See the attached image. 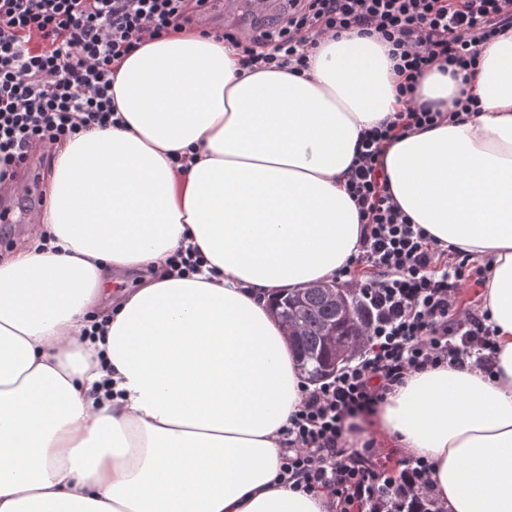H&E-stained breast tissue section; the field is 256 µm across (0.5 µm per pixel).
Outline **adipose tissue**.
I'll list each match as a JSON object with an SVG mask.
<instances>
[{
	"mask_svg": "<svg viewBox=\"0 0 512 512\" xmlns=\"http://www.w3.org/2000/svg\"><path fill=\"white\" fill-rule=\"evenodd\" d=\"M309 57L242 74L230 44L177 28L117 62L126 128L56 144L41 236L0 259V512H327V491L276 479L302 379L271 300L354 253L347 170L399 78L355 31ZM464 94L475 116L393 142L384 172L414 223L488 262L495 374H412L364 428L432 462L446 512H512V28L475 80L433 69L417 98ZM190 247L201 270L171 275ZM116 270L144 277L120 290Z\"/></svg>",
	"mask_w": 512,
	"mask_h": 512,
	"instance_id": "obj_1",
	"label": "adipose tissue"
}]
</instances>
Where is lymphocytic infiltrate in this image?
<instances>
[{
    "label": "lymphocytic infiltrate",
    "mask_w": 512,
    "mask_h": 512,
    "mask_svg": "<svg viewBox=\"0 0 512 512\" xmlns=\"http://www.w3.org/2000/svg\"><path fill=\"white\" fill-rule=\"evenodd\" d=\"M206 12L207 0H0V162L16 168L35 148L123 126L113 61ZM511 26L512 0H286L269 27L220 33L239 46L243 68L299 74L324 35L357 28L387 46L401 78L403 110L362 132L346 180L360 235L337 277L364 311L363 347L335 376L303 385L282 431L280 481L329 490L338 512L365 500L431 496V462L411 459L386 474L373 441L348 447V420L373 413L414 373L448 366L489 375L496 364L489 308L480 299L460 301L467 284L485 281L487 265L441 248L412 223L390 191L383 155L412 131L477 111L468 97L445 113L417 106L418 80L438 66L471 81L482 47Z\"/></svg>",
    "instance_id": "obj_1"
}]
</instances>
